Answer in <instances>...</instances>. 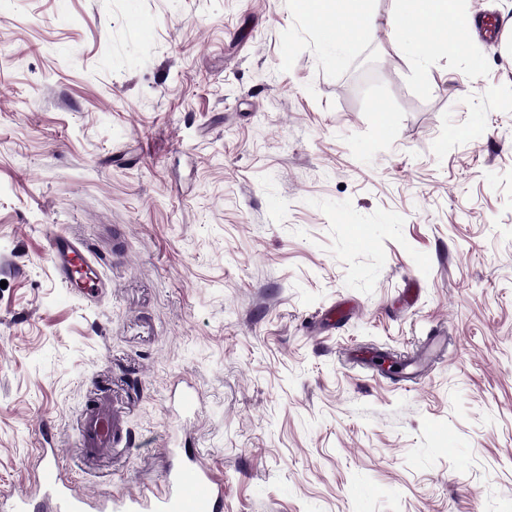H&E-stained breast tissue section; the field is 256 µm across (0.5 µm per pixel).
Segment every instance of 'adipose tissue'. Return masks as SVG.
<instances>
[{"instance_id":"1","label":"adipose tissue","mask_w":512,"mask_h":512,"mask_svg":"<svg viewBox=\"0 0 512 512\" xmlns=\"http://www.w3.org/2000/svg\"><path fill=\"white\" fill-rule=\"evenodd\" d=\"M294 10L311 20L321 45L334 58H342L362 34L364 22L373 20L371 0H291ZM393 48L417 62H427L445 42L468 41V18L456 0H398L387 17Z\"/></svg>"}]
</instances>
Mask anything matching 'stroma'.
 <instances>
[{
  "mask_svg": "<svg viewBox=\"0 0 512 512\" xmlns=\"http://www.w3.org/2000/svg\"><path fill=\"white\" fill-rule=\"evenodd\" d=\"M394 7L336 61L290 0H0V497L48 428L90 495L187 434L223 512H512V37L419 66ZM50 249L64 288L77 287L84 294L92 295L110 287L100 274L95 273V258L83 243L66 235L56 234L50 240ZM123 417L101 404L88 407L79 425L80 453L83 457L107 456L112 453L116 436L123 431Z\"/></svg>",
  "mask_w": 512,
  "mask_h": 512,
  "instance_id": "1",
  "label": "stroma"
}]
</instances>
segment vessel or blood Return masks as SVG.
I'll list each match as a JSON object with an SVG mask.
<instances>
[{"mask_svg":"<svg viewBox=\"0 0 512 512\" xmlns=\"http://www.w3.org/2000/svg\"><path fill=\"white\" fill-rule=\"evenodd\" d=\"M59 279L66 288L84 294L102 292L107 283L93 269L95 258L81 242L63 234L50 240ZM123 430L122 416L100 405L87 408L80 420V453L83 457L107 456ZM54 448L41 451L36 491L12 497L6 512H220L224 486L193 452L170 451L171 462L159 483L138 492L98 498L77 492L65 479Z\"/></svg>","mask_w":512,"mask_h":512,"instance_id":"vessel-or-blood-1","label":"vessel or blood"}]
</instances>
